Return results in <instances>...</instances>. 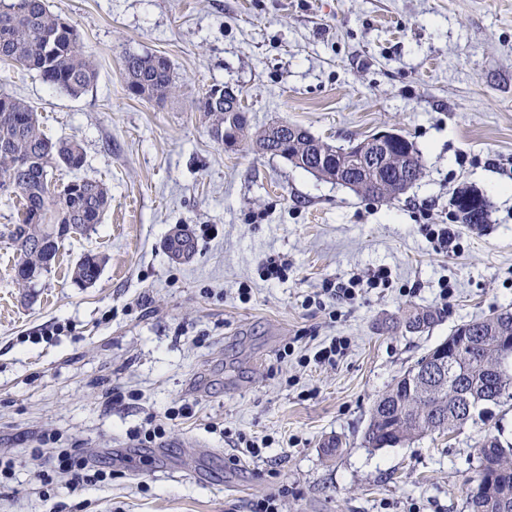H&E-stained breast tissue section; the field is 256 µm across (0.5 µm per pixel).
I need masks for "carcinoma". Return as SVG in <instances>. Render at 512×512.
<instances>
[{"label": "carcinoma", "mask_w": 512, "mask_h": 512, "mask_svg": "<svg viewBox=\"0 0 512 512\" xmlns=\"http://www.w3.org/2000/svg\"><path fill=\"white\" fill-rule=\"evenodd\" d=\"M0 60L35 71L51 89L72 96L85 92L96 80L93 61L84 51L79 34L69 21L50 11L46 0H11L0 4ZM123 77L128 91L139 98L163 102L174 93V68L169 59L155 54H129L124 58ZM195 109L208 119L209 133L224 143L223 130L235 127L243 139L265 154L286 156L304 171L319 165L310 145L317 141L306 129L286 124L273 125L254 133L241 101L235 110L225 108L220 85L211 86L196 102ZM334 150L326 160L321 178L332 180V162L345 156L347 147L326 145ZM403 159L402 174L416 183L423 173L421 151L407 140L392 147ZM86 163L82 147L41 132L37 114L24 100L0 97V193H18L22 199L19 222L0 233L20 253L14 268L17 285L29 288L55 263L65 240L84 235L101 223L110 206L106 185L96 179L77 177L59 191L51 189L50 174L57 167L73 173ZM383 174L378 183H364L352 175L351 190L373 200L396 197L392 181ZM490 204L471 216L455 213L459 223L480 228L488 222ZM100 259L91 253L79 258L71 271L72 282L84 286L98 279ZM436 314L414 308L404 318L405 327L415 332L430 328ZM464 333L469 349L446 367V379L432 376L423 360L405 372L375 401L363 433V446L381 449L404 445L422 435L450 434L487 413V405L512 401V350L499 342L512 336V307L471 322L460 323L450 335ZM479 466L475 485L468 489L471 512H512V442L487 437L478 449Z\"/></svg>", "instance_id": "cac0c4a2"}]
</instances>
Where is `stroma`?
Listing matches in <instances>:
<instances>
[{"label": "stroma", "instance_id": "obj_1", "mask_svg": "<svg viewBox=\"0 0 512 512\" xmlns=\"http://www.w3.org/2000/svg\"><path fill=\"white\" fill-rule=\"evenodd\" d=\"M48 5L75 25L96 82L74 97L1 62L0 96L77 141L84 176L112 203L31 288L14 282L19 255L0 239V449L16 461L0 512H249L283 484L285 512H470L480 442L497 431L512 441L511 405L394 448L364 447L362 434L374 401L455 325L512 306V0ZM143 53L174 65L164 104L127 91L124 59ZM215 84L240 89L256 126L282 120L336 146L397 130L423 175L378 202L248 142L219 145L194 110ZM462 186L490 203L482 228L453 219ZM426 224L449 225L454 246L435 249ZM181 231L187 259L171 249ZM85 253L104 263L82 288L70 267ZM272 257L287 261L285 279L259 277ZM381 266L389 287L352 302L325 290ZM410 307L436 324L408 331ZM337 338L344 350L313 363ZM184 404L191 417L140 444L148 416ZM52 432L111 462V483L44 493L30 452ZM241 434L263 444L261 458L237 457ZM335 438L341 450L326 455Z\"/></svg>", "mask_w": 512, "mask_h": 512}]
</instances>
